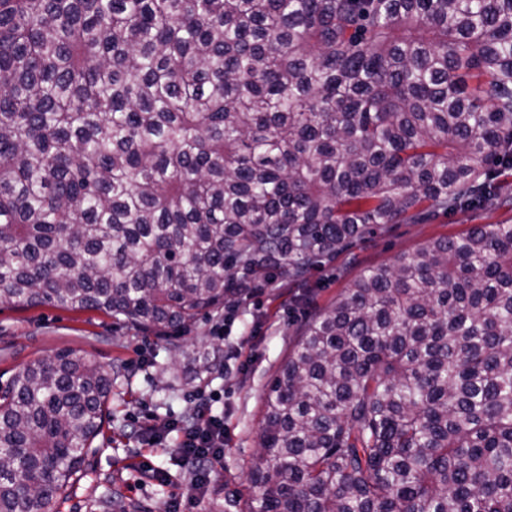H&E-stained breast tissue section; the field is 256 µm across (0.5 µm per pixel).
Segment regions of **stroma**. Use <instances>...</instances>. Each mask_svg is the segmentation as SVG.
<instances>
[{
    "label": "stroma",
    "mask_w": 512,
    "mask_h": 512,
    "mask_svg": "<svg viewBox=\"0 0 512 512\" xmlns=\"http://www.w3.org/2000/svg\"><path fill=\"white\" fill-rule=\"evenodd\" d=\"M512 224V208L457 213L431 224H393L375 238L341 253L310 282L314 305L288 282L265 285L244 303L192 323L171 349L166 339L127 327L99 311L0 306V385L29 362L60 350L88 355L102 366L122 360L125 373L112 383V420L88 456L89 475L76 481L59 512H98L94 487L109 480L123 492L127 512H168L169 499L192 477L174 453L175 435L152 447L145 438L189 412L199 384L216 394L214 414L224 419V458L197 512H245L254 493L249 468L258 452L265 396L296 330L314 308L325 307L370 265L392 263L431 240L461 236L474 224ZM223 336H215V326ZM208 352L209 367L197 355ZM171 476L158 484L140 469L144 458Z\"/></svg>",
    "instance_id": "obj_1"
}]
</instances>
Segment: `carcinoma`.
Returning <instances> with one entry per match:
<instances>
[{
	"label": "carcinoma",
	"mask_w": 512,
	"mask_h": 512,
	"mask_svg": "<svg viewBox=\"0 0 512 512\" xmlns=\"http://www.w3.org/2000/svg\"><path fill=\"white\" fill-rule=\"evenodd\" d=\"M512 0H0V305L181 337L390 224L511 206ZM70 351L0 388V512L110 422ZM247 512H512V224L364 270L269 386Z\"/></svg>",
	"instance_id": "1"
}]
</instances>
